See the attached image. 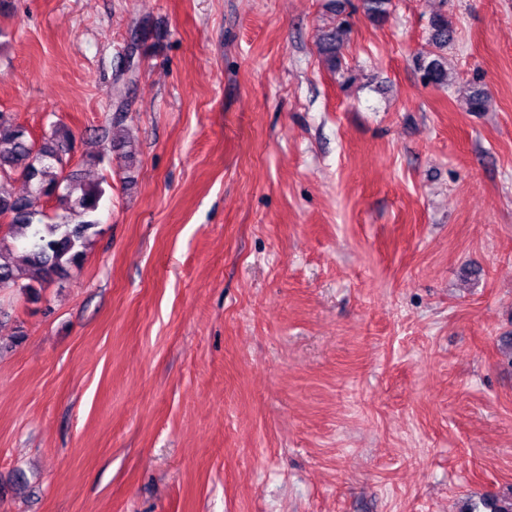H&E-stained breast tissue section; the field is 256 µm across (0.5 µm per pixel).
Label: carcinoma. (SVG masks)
<instances>
[{"label":"carcinoma","instance_id":"cac0c4a2","mask_svg":"<svg viewBox=\"0 0 512 512\" xmlns=\"http://www.w3.org/2000/svg\"><path fill=\"white\" fill-rule=\"evenodd\" d=\"M359 2V8L371 23L382 25L388 20L390 0ZM432 27V49L420 56L418 68L424 84L443 85L450 78L439 51L453 40L455 29L444 14L433 17ZM347 32V23L342 20L321 37L319 52L334 71L342 66ZM489 101L484 88L468 90L469 111L485 112ZM99 137L112 149H124L123 157L128 164L136 162L135 149L126 147L116 125L102 128ZM72 150V136L63 126H54L50 134L37 142L0 115V179L18 174L30 187L29 193L23 196L0 190V216L10 220L6 227L0 226V232L23 240L25 249L24 266L0 262V289L12 288L26 276L44 280L65 275L81 261L91 238L97 234V222L90 216L97 211L103 190L98 183H84L74 175L64 174ZM43 197L64 203L65 215L56 222L47 221L40 203ZM461 512H512V491L489 496L478 504H467Z\"/></svg>","mask_w":512,"mask_h":512}]
</instances>
